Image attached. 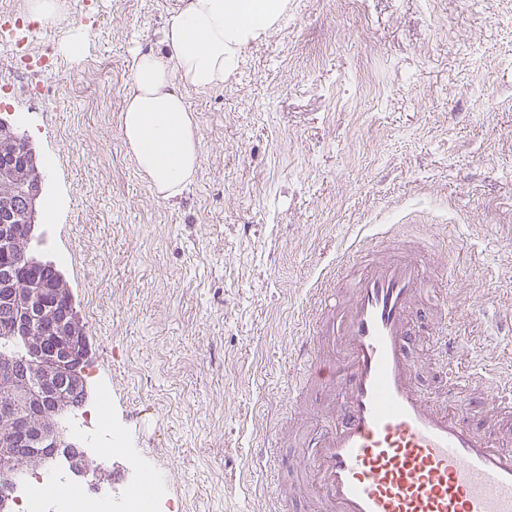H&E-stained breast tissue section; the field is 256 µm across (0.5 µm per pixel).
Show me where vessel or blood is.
<instances>
[{"label":"vessel or blood","mask_w":512,"mask_h":512,"mask_svg":"<svg viewBox=\"0 0 512 512\" xmlns=\"http://www.w3.org/2000/svg\"><path fill=\"white\" fill-rule=\"evenodd\" d=\"M430 256L389 227L314 291L299 355L338 398L301 458L318 512H512V448L498 447L493 431L455 404L476 388L512 419V382L465 373L456 337L422 315ZM425 336L444 374L438 400L416 382L411 349ZM322 337L335 353L326 362L316 353Z\"/></svg>","instance_id":"obj_1"}]
</instances>
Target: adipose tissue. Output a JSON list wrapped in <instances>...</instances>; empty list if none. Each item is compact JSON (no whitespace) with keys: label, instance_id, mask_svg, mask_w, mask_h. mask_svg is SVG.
<instances>
[{"label":"adipose tissue","instance_id":"adipose-tissue-1","mask_svg":"<svg viewBox=\"0 0 512 512\" xmlns=\"http://www.w3.org/2000/svg\"><path fill=\"white\" fill-rule=\"evenodd\" d=\"M287 12L288 0H184L162 31L161 49L135 53L121 129L157 195H180L199 166L200 142L184 89L222 86L241 48Z\"/></svg>","mask_w":512,"mask_h":512}]
</instances>
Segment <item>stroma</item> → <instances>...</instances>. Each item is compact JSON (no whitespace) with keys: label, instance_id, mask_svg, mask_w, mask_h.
Here are the masks:
<instances>
[{"label":"stroma","instance_id":"35a3bbf8","mask_svg":"<svg viewBox=\"0 0 512 512\" xmlns=\"http://www.w3.org/2000/svg\"><path fill=\"white\" fill-rule=\"evenodd\" d=\"M60 3L25 86L0 41V118L42 164L36 255L83 325L85 404L107 392L122 453L175 512H268L278 491L314 512L298 462L330 398L294 345L318 277L381 225L432 249L424 302L462 368L512 373V0H288L223 86L187 89L200 160L172 199L120 114L135 51L182 0ZM44 56L65 76L49 108L25 90ZM274 432L293 461L277 484L254 454ZM122 453L86 449L89 482L111 487Z\"/></svg>","mask_w":512,"mask_h":512}]
</instances>
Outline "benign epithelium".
Instances as JSON below:
<instances>
[{
	"instance_id": "7a95c632",
	"label": "benign epithelium",
	"mask_w": 512,
	"mask_h": 512,
	"mask_svg": "<svg viewBox=\"0 0 512 512\" xmlns=\"http://www.w3.org/2000/svg\"><path fill=\"white\" fill-rule=\"evenodd\" d=\"M18 133L6 121L0 122V157L20 158L0 168V241L14 242L31 238L37 227L38 204L42 198V180L32 178L28 158L35 157L30 142L25 150H17ZM28 197L27 210L17 211L12 197ZM41 261L27 255L18 271L11 269L0 276V309L11 316L5 338L18 345L22 362L0 360V387L14 391L21 410L0 407L3 427H18L22 438H0V512H15L12 490L18 470L15 460L23 456L34 470L48 468L57 454L74 447L61 421L73 412L70 395L86 391L82 368L83 354L78 341L81 327L74 311H69L52 325V335L67 341L56 350L47 349L48 337L35 329V324L51 313V305L43 298L44 283L34 273Z\"/></svg>"
}]
</instances>
